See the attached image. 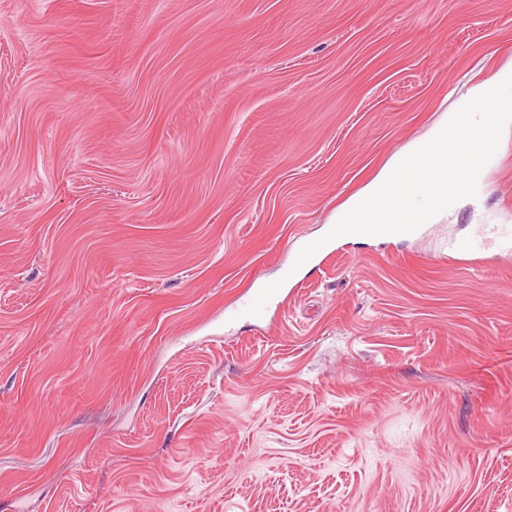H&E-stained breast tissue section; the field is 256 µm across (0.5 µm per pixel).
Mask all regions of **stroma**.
Listing matches in <instances>:
<instances>
[{"mask_svg": "<svg viewBox=\"0 0 512 512\" xmlns=\"http://www.w3.org/2000/svg\"><path fill=\"white\" fill-rule=\"evenodd\" d=\"M509 67L512 0H0V512H512V129L224 324ZM423 226L424 225H422L416 231H414L412 233H407V234H383V235H377V236L349 234V235L340 236V237L328 242L327 244L322 246L297 271H295L291 276L288 277V281L286 283H284L279 288V290L269 299V301L266 303V305L260 315H258V316L250 315V316L262 319L271 311V309L273 307H275L277 309L281 305H283L288 300V297H292L295 294L296 289L301 286L302 280H297L298 275L304 271H307L309 269H313L317 266L322 265L323 261L334 252L335 246L339 241H341L343 239L354 238L356 236H362L367 239H397V238L416 237L422 232ZM288 288H290L289 291H288Z\"/></svg>", "mask_w": 512, "mask_h": 512, "instance_id": "obj_1", "label": "stroma"}]
</instances>
